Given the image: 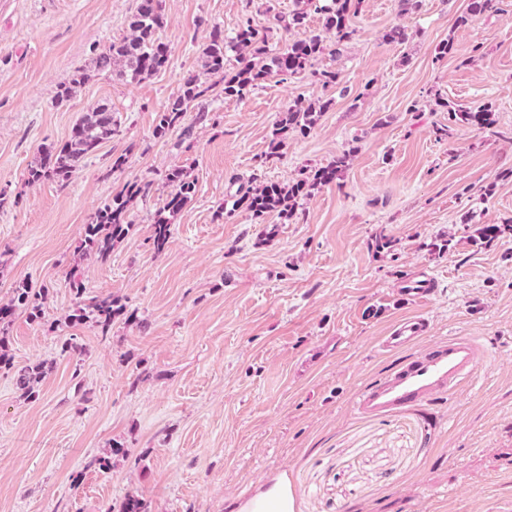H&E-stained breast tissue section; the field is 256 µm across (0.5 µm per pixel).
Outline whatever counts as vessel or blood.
I'll return each instance as SVG.
<instances>
[{"mask_svg": "<svg viewBox=\"0 0 512 512\" xmlns=\"http://www.w3.org/2000/svg\"><path fill=\"white\" fill-rule=\"evenodd\" d=\"M430 329L425 317L401 319L382 337L381 346L388 352L407 349L424 339ZM479 364L480 347L475 340L450 337L424 354L404 360L376 384L362 389L356 399L357 409L382 416L428 403L438 394L455 391L474 376Z\"/></svg>", "mask_w": 512, "mask_h": 512, "instance_id": "1", "label": "vessel or blood"}]
</instances>
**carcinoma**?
Masks as SVG:
<instances>
[{"label": "carcinoma", "instance_id": "carcinoma-1", "mask_svg": "<svg viewBox=\"0 0 512 512\" xmlns=\"http://www.w3.org/2000/svg\"><path fill=\"white\" fill-rule=\"evenodd\" d=\"M357 2L359 0H326V4L319 7L325 19L324 33L297 39L276 53L271 52L267 34L256 29L249 19L239 26L236 35L228 43L221 32L216 30L204 49V66L212 73L223 74L224 95L239 99L274 74L295 76L309 71L322 87H335L340 84V73L336 70H315L314 61L330 46L342 44L352 38L355 29L350 25V15L357 9ZM165 24L163 0H140L128 24L129 35L98 53L92 59V67L78 72L61 91L60 97H71L97 73H110L118 79L129 78L133 81L156 74L169 60L168 46L158 37V32ZM229 43L249 56V60L233 74L224 73V52ZM206 92L207 89L199 85L196 78L186 79L181 93L163 111L157 113L155 135L162 137L180 126L189 103ZM329 105L328 100L317 104L304 98L297 99L294 105L280 113L269 143V151L264 154V158L280 155V148L288 134L307 135ZM442 106L448 108V124L436 128L435 134L440 138L449 136L452 124L489 128L496 123L494 113L485 107H455L447 102L442 103ZM114 132L112 106L107 103L93 106L73 127L71 136L65 143L43 148L38 162L29 169L28 182H68L80 159L96 152L104 142L112 138ZM352 155L353 151H345L328 165L312 170L305 177L288 185L266 183L249 188L236 200V207L244 209L258 222L264 221L274 212L286 219L291 218L300 199L342 177ZM166 180L172 186V191L153 224V244L158 252L165 249L171 237L170 217L177 214L195 192V181L182 167L169 170ZM148 188L147 184H129L123 192L113 197L112 202L94 213L91 222L83 227V254L93 255L100 260L109 257L114 243L128 234L132 227L127 219L129 203ZM479 234L486 246L502 238H512V217L500 224L482 227ZM73 291L78 302L66 317L72 325L91 323L106 331L112 326L115 316L123 311L118 299L110 295L85 300L83 287L76 282L73 283ZM36 297L37 294L25 285L15 289L14 296L8 303L0 305V369L13 365L12 356L7 350V330L11 318L19 308L28 309L31 318H39L41 306L36 302ZM42 375L43 371L39 366L23 370L19 376V384L26 396L34 397L33 383Z\"/></svg>", "mask_w": 512, "mask_h": 512}]
</instances>
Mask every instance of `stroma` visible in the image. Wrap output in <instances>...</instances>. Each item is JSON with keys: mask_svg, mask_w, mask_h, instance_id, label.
<instances>
[{"mask_svg": "<svg viewBox=\"0 0 512 512\" xmlns=\"http://www.w3.org/2000/svg\"><path fill=\"white\" fill-rule=\"evenodd\" d=\"M140 0H0V303L45 292L40 319L16 310L12 369L0 370V512H234L261 482L287 475L298 512H512V238L478 230L512 216V0L470 15L471 0H361L356 33L310 74L271 77L245 98L202 69L213 30L268 28L273 48L322 32L296 0H165V69L135 82L101 73L65 101L60 89L129 33ZM466 26H458L461 15ZM402 26L404 43L385 31ZM453 51L436 59L435 46ZM208 92L183 128L154 134L185 78ZM330 106L279 158L261 162L296 98ZM116 133L64 184L29 183L42 147L64 142L100 102ZM486 106L497 130L457 127L445 103ZM353 151L340 182L301 199L290 219L257 224L235 202L251 182L288 184ZM125 156L122 169L112 160ZM183 167L195 193L171 219L163 252L152 225ZM133 228L108 259L79 249L92 214L126 184ZM386 233L391 249L376 251ZM449 241L446 251L435 245ZM435 278L423 298L404 282ZM112 295L126 313L108 332L66 317L77 299ZM421 314L428 344L474 338L477 376L449 396L387 417L361 414L366 385L401 360L388 328ZM75 348L64 351L66 341ZM44 365L27 398L19 370ZM109 457V469L97 464Z\"/></svg>", "mask_w": 512, "mask_h": 512, "instance_id": "obj_1", "label": "stroma"}]
</instances>
